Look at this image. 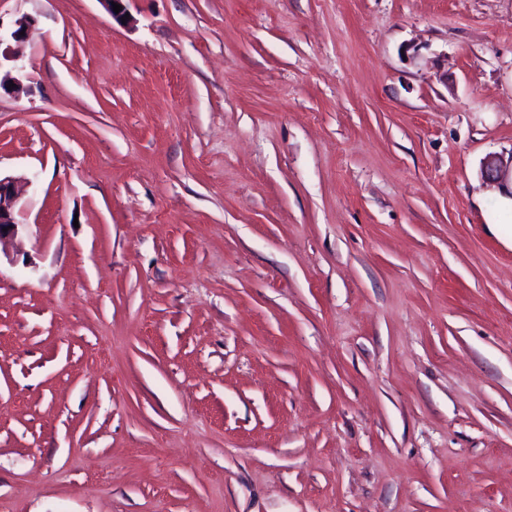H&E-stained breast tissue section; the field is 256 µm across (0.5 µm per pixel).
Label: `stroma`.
Masks as SVG:
<instances>
[{
  "mask_svg": "<svg viewBox=\"0 0 512 512\" xmlns=\"http://www.w3.org/2000/svg\"><path fill=\"white\" fill-rule=\"evenodd\" d=\"M126 8L0 0V512H512V0ZM22 185L11 177L0 174V242L16 238L24 228L18 221L17 205L22 195ZM7 228V231H3Z\"/></svg>",
  "mask_w": 512,
  "mask_h": 512,
  "instance_id": "stroma-1",
  "label": "stroma"
}]
</instances>
